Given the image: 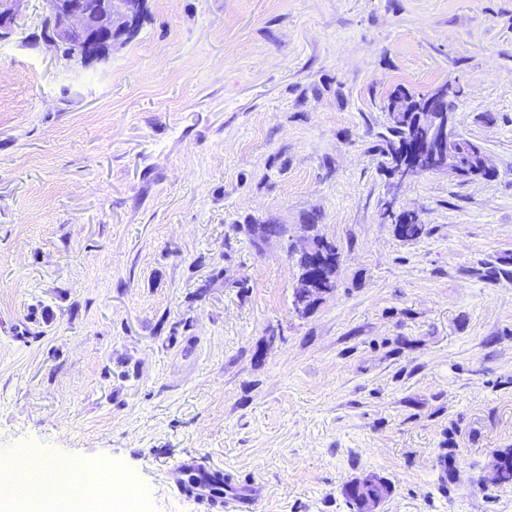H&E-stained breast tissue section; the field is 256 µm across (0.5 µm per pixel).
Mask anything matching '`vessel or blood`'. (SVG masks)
I'll list each match as a JSON object with an SVG mask.
<instances>
[{
  "mask_svg": "<svg viewBox=\"0 0 512 512\" xmlns=\"http://www.w3.org/2000/svg\"><path fill=\"white\" fill-rule=\"evenodd\" d=\"M164 478L171 488L200 504L205 512H255L258 497L253 483L225 478L221 467L195 456L180 459L167 468Z\"/></svg>",
  "mask_w": 512,
  "mask_h": 512,
  "instance_id": "b4317fda",
  "label": "vessel or blood"
}]
</instances>
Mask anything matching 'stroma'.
I'll use <instances>...</instances> for the list:
<instances>
[{
  "label": "stroma",
  "mask_w": 512,
  "mask_h": 512,
  "mask_svg": "<svg viewBox=\"0 0 512 512\" xmlns=\"http://www.w3.org/2000/svg\"><path fill=\"white\" fill-rule=\"evenodd\" d=\"M0 39V449L100 459L141 512L185 455L259 512H512V0H145L90 67ZM453 82L489 177L409 181L386 104ZM336 242L293 308L289 238ZM283 227L263 235L261 225Z\"/></svg>",
  "instance_id": "stroma-1"
}]
</instances>
